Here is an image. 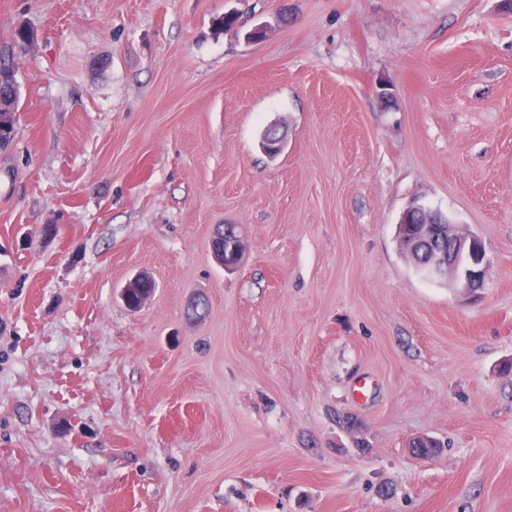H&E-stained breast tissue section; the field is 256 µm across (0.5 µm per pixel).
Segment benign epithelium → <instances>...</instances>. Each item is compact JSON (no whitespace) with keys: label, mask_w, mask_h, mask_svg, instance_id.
I'll return each instance as SVG.
<instances>
[{"label":"benign epithelium","mask_w":512,"mask_h":512,"mask_svg":"<svg viewBox=\"0 0 512 512\" xmlns=\"http://www.w3.org/2000/svg\"><path fill=\"white\" fill-rule=\"evenodd\" d=\"M17 87L13 84L0 86V112L13 111ZM286 146L284 134L275 126L268 127L262 136V147L271 157L280 155ZM418 211L420 221L419 236L428 238L435 232L448 238V251H435L431 258L418 264L415 271L428 280L446 281L466 291L483 287L487 260L481 240L474 234L464 231L454 224L442 211L426 204H413L408 211ZM224 235L233 238L231 249L234 262L228 263L224 258L218 262L227 269L238 267L244 255L243 235L238 226L224 227ZM129 288H145L140 303L144 304L152 296L155 283L150 275L141 273L128 284Z\"/></svg>","instance_id":"1"}]
</instances>
